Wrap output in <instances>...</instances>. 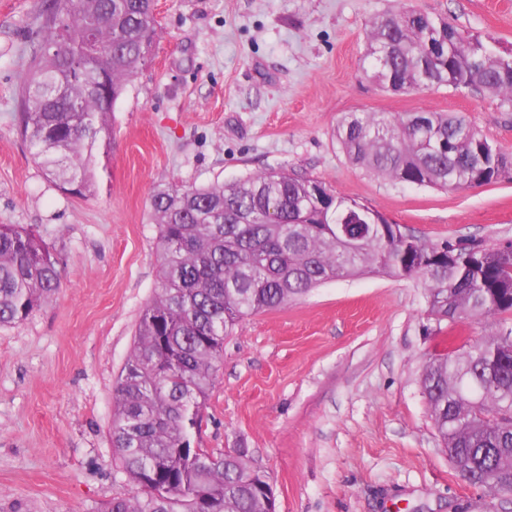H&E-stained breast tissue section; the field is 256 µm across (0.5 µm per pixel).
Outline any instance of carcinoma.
Wrapping results in <instances>:
<instances>
[{"instance_id":"carcinoma-1","label":"carcinoma","mask_w":512,"mask_h":512,"mask_svg":"<svg viewBox=\"0 0 512 512\" xmlns=\"http://www.w3.org/2000/svg\"><path fill=\"white\" fill-rule=\"evenodd\" d=\"M154 0H45L30 34L33 60L19 112L35 162L78 197L94 193L96 153L111 145V113L71 79L69 55L110 76L112 101L145 60L156 33ZM49 46L58 50L45 54ZM443 18L404 12L369 35L368 77L403 92L464 85L512 104V64L479 68L476 53ZM352 164L392 181L446 190L491 184L512 161L463 117L418 111L354 112L336 132ZM159 275L113 391L109 430L116 462L136 488L102 512H264L268 475L246 452L200 448L201 414L224 337L245 318L336 279H423L436 327L512 317V257L462 248L401 229L380 211L332 193L304 174L271 170L231 184L170 186L151 201ZM373 224L357 241L336 225L360 210ZM65 275L34 231L0 224V327L24 322L63 287ZM419 390L451 461L512 494V327L428 359Z\"/></svg>"}]
</instances>
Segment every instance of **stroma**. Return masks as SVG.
<instances>
[{
	"instance_id": "obj_1",
	"label": "stroma",
	"mask_w": 512,
	"mask_h": 512,
	"mask_svg": "<svg viewBox=\"0 0 512 512\" xmlns=\"http://www.w3.org/2000/svg\"><path fill=\"white\" fill-rule=\"evenodd\" d=\"M43 10L0 0V224L33 229L66 280L23 324L0 328V512H99L131 490L109 428L157 285V190L286 170L419 237L512 241V179L397 183L353 166L335 136L351 112H449L512 153V106L499 96L395 93L363 73L372 20L401 10L512 51V0H155V41L113 107L112 148L86 198L45 174L16 121ZM425 309L418 280L366 276L249 316L224 340L202 447L248 449L277 512H512L449 461L418 386L432 354L497 325L436 331Z\"/></svg>"
}]
</instances>
